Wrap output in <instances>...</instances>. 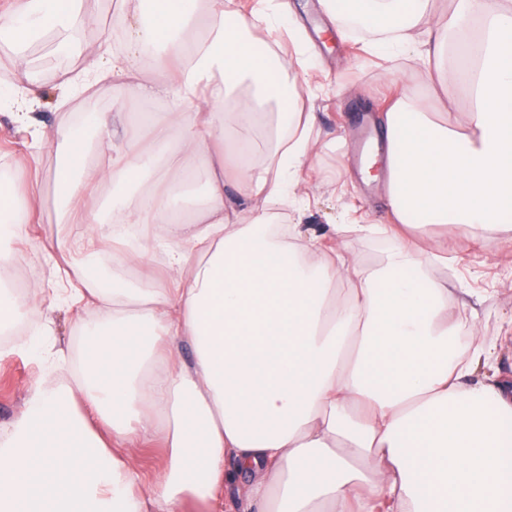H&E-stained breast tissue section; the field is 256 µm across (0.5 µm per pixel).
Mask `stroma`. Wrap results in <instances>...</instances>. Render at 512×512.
Masks as SVG:
<instances>
[{"label": "stroma", "mask_w": 512, "mask_h": 512, "mask_svg": "<svg viewBox=\"0 0 512 512\" xmlns=\"http://www.w3.org/2000/svg\"><path fill=\"white\" fill-rule=\"evenodd\" d=\"M319 0H269L272 10L290 8L302 25L317 23L319 31L311 43L322 59L321 65L309 67L303 55L291 52L289 83L295 84L303 98V108L313 110L316 121L311 131L322 147L311 162V189L305 225L320 228L329 224H378L385 222L384 183L375 181L361 186L359 192L340 191L338 179L350 175L359 179L361 163L356 150L357 129L363 117L379 120L385 100L398 77L411 74V61L403 55L381 58L365 51L367 33L357 31L338 37L329 21L319 11ZM32 70L41 77L42 96L33 111L34 124L18 121L9 107L0 108V161L7 178L17 190H25L35 178L52 181L55 160L41 151L40 138L60 140L66 130L65 115L77 110L96 112L105 101H112L115 111L130 115L140 100L123 88L103 82L86 93L80 104L63 102L61 81L72 74L76 64L70 58L53 53L44 44L33 43L28 50ZM86 224H60L55 220L53 203L31 212L26 223L16 225L8 248L11 261L0 264V276L16 275L24 268L33 274V283L45 289L41 297L45 324L29 323L24 334L5 345L0 357V429L10 428L23 414L27 401L40 380L45 378V363L28 349L37 339H47L61 351L59 374L81 365L82 336L78 329L86 319L104 320L106 313L92 303L71 304L54 295L60 278L53 259L44 256L42 247L51 241L68 243L88 234ZM448 318L460 326L461 339L455 349L469 350L479 342L497 349L495 365L502 374L512 373V240L502 237L473 239L463 234L447 241ZM49 336H42V328ZM124 451L130 467L142 485H149L160 472L166 456L160 434L139 437L126 443Z\"/></svg>", "instance_id": "stroma-1"}]
</instances>
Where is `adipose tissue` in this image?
<instances>
[{
  "label": "adipose tissue",
  "instance_id": "ef3b65f1",
  "mask_svg": "<svg viewBox=\"0 0 512 512\" xmlns=\"http://www.w3.org/2000/svg\"><path fill=\"white\" fill-rule=\"evenodd\" d=\"M338 34L349 21L367 49L407 53L428 80L456 72L472 104L459 130L436 123L418 82L405 84L382 123L388 174L384 224L278 227L299 206L304 167L319 151L311 112L280 75L291 64L259 52L254 30L288 24L289 11L241 12L236 0H136L122 7L126 39L81 45L96 25L84 0H10L0 39L15 64L48 39L79 62L63 86L78 100L105 80L164 102L118 133L111 111L79 135L44 142L59 159V223L86 221L83 201L104 181L142 183L114 196L105 228L70 241L98 270L113 256L142 264L160 224L169 283H97L107 322H86L78 388L45 380L0 434V512H184L248 480L256 512H512V380L490 369L492 346L468 358L448 346V284L414 233L437 227L473 237L512 233V0H456L439 17L431 0H321ZM147 139L149 149L138 146ZM263 140L264 156L255 153ZM110 157L107 168L91 163ZM205 158L202 209L190 214L176 182ZM155 185H145L151 172ZM0 181V258L10 224L42 202ZM396 236L400 245L365 267L350 232ZM0 281V330L42 317L36 301ZM194 349L177 362L180 343ZM108 429L100 435L87 415ZM162 417L167 456L146 491L118 453Z\"/></svg>",
  "mask_w": 512,
  "mask_h": 512
}]
</instances>
